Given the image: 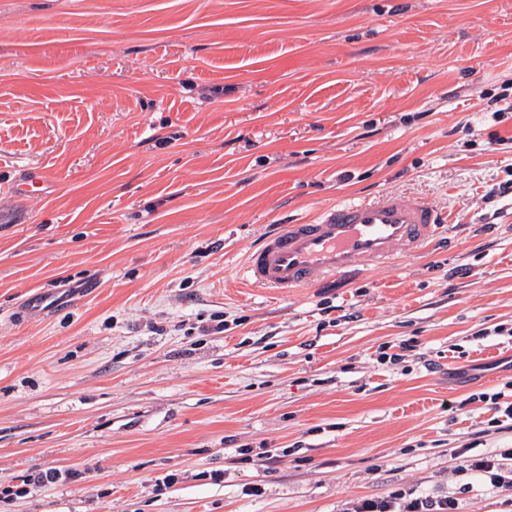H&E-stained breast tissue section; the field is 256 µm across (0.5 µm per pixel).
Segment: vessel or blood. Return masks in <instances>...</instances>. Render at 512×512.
I'll use <instances>...</instances> for the list:
<instances>
[{"label": "vessel or blood", "instance_id": "obj_1", "mask_svg": "<svg viewBox=\"0 0 512 512\" xmlns=\"http://www.w3.org/2000/svg\"><path fill=\"white\" fill-rule=\"evenodd\" d=\"M45 179V172H27L12 191L37 195ZM446 222L431 203L403 193L342 200L313 222L286 224L266 235L248 252L243 272L252 286L284 294L413 256Z\"/></svg>", "mask_w": 512, "mask_h": 512}]
</instances>
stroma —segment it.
Here are the masks:
<instances>
[{
	"label": "stroma",
	"mask_w": 512,
	"mask_h": 512,
	"mask_svg": "<svg viewBox=\"0 0 512 512\" xmlns=\"http://www.w3.org/2000/svg\"><path fill=\"white\" fill-rule=\"evenodd\" d=\"M511 182L512 0H0V512H501L454 456L512 448ZM387 191L421 255L241 283ZM45 179L46 174L43 171H28L12 185L11 191L20 197L39 195ZM350 512H459V499L453 496L434 497L421 495L404 498L400 495L390 497H361L349 504Z\"/></svg>",
	"instance_id": "stroma-1"
}]
</instances>
